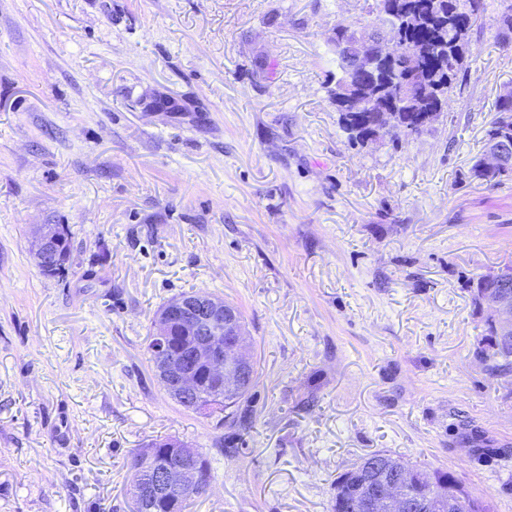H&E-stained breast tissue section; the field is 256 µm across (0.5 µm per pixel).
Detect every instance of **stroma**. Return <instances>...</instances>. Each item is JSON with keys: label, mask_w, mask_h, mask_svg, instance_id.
Returning <instances> with one entry per match:
<instances>
[{"label": "stroma", "mask_w": 512, "mask_h": 512, "mask_svg": "<svg viewBox=\"0 0 512 512\" xmlns=\"http://www.w3.org/2000/svg\"><path fill=\"white\" fill-rule=\"evenodd\" d=\"M363 0H0V512H130L152 439L199 448L186 512H332L372 453L512 512V372L478 279L512 265V176L471 179L512 42L486 0L439 122L393 148L337 125L329 40ZM267 70H260V63ZM71 240L45 275L33 227ZM239 307L243 429L147 360L157 309Z\"/></svg>", "instance_id": "stroma-1"}]
</instances>
